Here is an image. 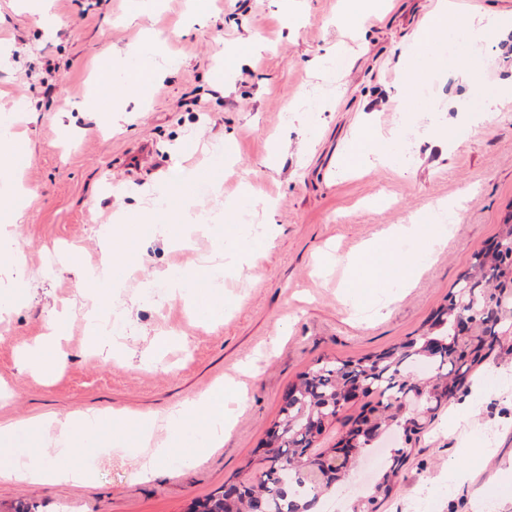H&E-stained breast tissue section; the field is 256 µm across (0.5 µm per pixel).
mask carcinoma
<instances>
[{
    "instance_id": "obj_1",
    "label": "carcinoma",
    "mask_w": 512,
    "mask_h": 512,
    "mask_svg": "<svg viewBox=\"0 0 512 512\" xmlns=\"http://www.w3.org/2000/svg\"><path fill=\"white\" fill-rule=\"evenodd\" d=\"M472 269L418 335L356 361L320 359L288 388L279 418L264 441L266 456L248 462L244 476L236 480L241 486V505L251 512H258L261 504L271 512H313L318 508L321 496L341 480V474L330 463L311 468L306 455L308 435L322 433L325 425L338 418L336 396L357 383L365 394L377 397L373 410L381 436L395 437L374 483L357 497L351 510L378 512L379 504L399 485L407 459L404 452L413 436L434 421L443 405L431 392L439 391L450 378L468 380L472 366L483 358L480 346L458 340L455 320L467 317L477 321L482 335L512 334V249L477 251L472 255ZM432 338L459 348L460 357L447 363L426 359L422 351ZM424 360L433 378L431 385L421 388L414 368ZM419 389L428 399L429 413L416 418L408 412H393L395 400ZM222 507L221 496L211 495L195 501L191 512H215Z\"/></svg>"
}]
</instances>
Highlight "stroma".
<instances>
[{
	"label": "stroma",
	"instance_id": "stroma-1",
	"mask_svg": "<svg viewBox=\"0 0 512 512\" xmlns=\"http://www.w3.org/2000/svg\"><path fill=\"white\" fill-rule=\"evenodd\" d=\"M436 4L390 0L340 23L345 0H0V167L13 176L0 181V424L120 410L155 420V444L176 456L205 421L176 436L171 411L229 379L242 391L223 446L193 468L138 475L139 430L110 423L75 441L91 485L0 479V512H188L258 459L284 392L317 360L421 331L512 215V32H487L478 64H449L447 38H413ZM146 58L178 69L131 85ZM487 87L498 112L475 132ZM353 146L369 156L358 172L342 164ZM245 196L255 213L241 224ZM457 198L424 265L353 287L344 258L410 216L421 241L400 251L428 248V215ZM196 210L260 241L245 274L224 262V230L192 224ZM116 224L132 227L125 260L110 287H89ZM205 258L222 287L192 281ZM114 302L121 321L106 335L90 313ZM202 304L224 313L204 318ZM510 368L486 354L452 402L461 417L440 410L418 435L378 512H473L472 491L512 496ZM452 470L464 492L448 493Z\"/></svg>",
	"mask_w": 512,
	"mask_h": 512
}]
</instances>
